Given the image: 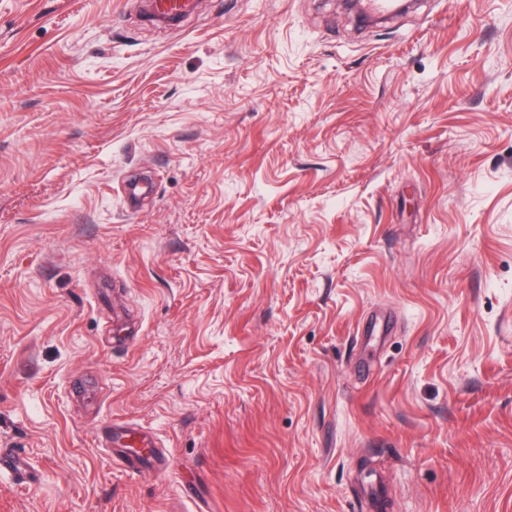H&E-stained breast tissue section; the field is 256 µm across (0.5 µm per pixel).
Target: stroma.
Returning a JSON list of instances; mask_svg holds the SVG:
<instances>
[{"label":"stroma","instance_id":"1","mask_svg":"<svg viewBox=\"0 0 512 512\" xmlns=\"http://www.w3.org/2000/svg\"><path fill=\"white\" fill-rule=\"evenodd\" d=\"M140 6L0 0V512H512V0ZM115 426L121 434L118 435L113 425H111L107 431L97 437L99 446L105 448L113 459L122 462L128 468H132L133 459L127 453V448H154L155 446L148 442L146 432L127 424H115Z\"/></svg>","mask_w":512,"mask_h":512}]
</instances>
